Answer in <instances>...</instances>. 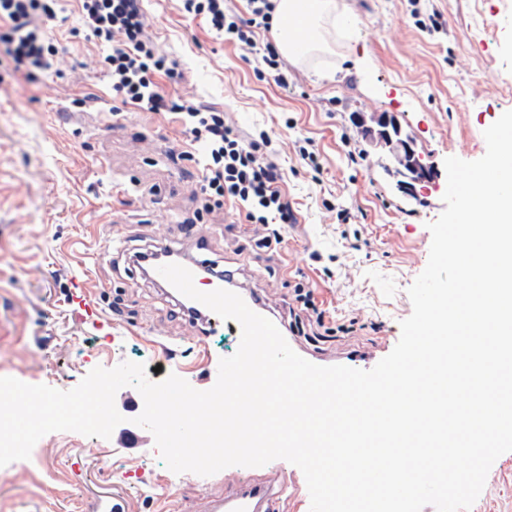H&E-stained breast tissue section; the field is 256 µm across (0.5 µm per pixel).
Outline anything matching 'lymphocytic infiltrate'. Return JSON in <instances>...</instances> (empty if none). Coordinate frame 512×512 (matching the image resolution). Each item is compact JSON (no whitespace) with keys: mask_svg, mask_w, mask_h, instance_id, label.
<instances>
[{"mask_svg":"<svg viewBox=\"0 0 512 512\" xmlns=\"http://www.w3.org/2000/svg\"><path fill=\"white\" fill-rule=\"evenodd\" d=\"M57 0H0V51L17 67L29 72H50L59 48L51 23ZM93 35L110 46L105 64L112 89L123 103L147 112L170 110L193 141L200 143L204 203L241 206L247 223L260 232L257 247L281 243V227L295 221L292 204L279 185L283 174L277 164L260 154L256 142H244L226 124L223 113L189 106L170 107L156 78L168 72L167 59L148 39L142 0H80ZM186 13L204 17L226 41L257 46L254 29L271 20L273 0H248L246 15L226 13L224 0H181ZM260 47V46H257ZM262 60L279 84L288 79L280 70L273 44L260 47Z\"/></svg>","mask_w":512,"mask_h":512,"instance_id":"1","label":"lymphocytic infiltrate"}]
</instances>
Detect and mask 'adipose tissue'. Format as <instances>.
Segmentation results:
<instances>
[{
  "label": "adipose tissue",
  "mask_w": 512,
  "mask_h": 512,
  "mask_svg": "<svg viewBox=\"0 0 512 512\" xmlns=\"http://www.w3.org/2000/svg\"><path fill=\"white\" fill-rule=\"evenodd\" d=\"M353 12L339 0H275L272 32L282 57L293 58L297 45L315 50L329 47L328 34L338 23L350 22Z\"/></svg>",
  "instance_id": "adipose-tissue-1"
}]
</instances>
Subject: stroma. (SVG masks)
Listing matches in <instances>:
<instances>
[{
	"mask_svg": "<svg viewBox=\"0 0 512 512\" xmlns=\"http://www.w3.org/2000/svg\"><path fill=\"white\" fill-rule=\"evenodd\" d=\"M348 2L355 19L332 52L282 61L283 87L254 48L224 41L180 0H143L149 36L181 72L160 78L166 99L223 113L242 135L268 134L297 217L268 249L256 247V228L235 205L202 210L200 145L173 115L122 104L102 64L108 47L88 35L79 0L60 2L56 78L15 70L0 55V377L68 391L95 367L130 361L154 382L173 373L212 387L237 336L198 338L126 260L161 242L193 251L200 234L211 259L239 268L243 287L282 320L295 284L313 289L333 333L298 345L329 358L395 347L447 182L404 196L386 152L354 117L396 115L438 165L481 158L484 130L512 110V0ZM435 10L446 28L431 35L416 16ZM305 145L316 165L301 159ZM83 282L97 289L110 332L85 323L75 302ZM35 453L37 462L0 467V512L22 502L29 512H83L99 492L123 496L128 512H188L244 472L174 473L150 436L134 451L52 432ZM470 512H512V452L495 461Z\"/></svg>",
	"mask_w": 512,
	"mask_h": 512,
	"instance_id": "obj_1",
	"label": "stroma"
}]
</instances>
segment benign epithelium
Segmentation results:
<instances>
[{
  "instance_id": "7a95c632",
  "label": "benign epithelium",
  "mask_w": 512,
  "mask_h": 512,
  "mask_svg": "<svg viewBox=\"0 0 512 512\" xmlns=\"http://www.w3.org/2000/svg\"><path fill=\"white\" fill-rule=\"evenodd\" d=\"M359 125L372 145L388 149L395 169L404 174V180L399 183L403 194L415 198L418 189L439 179L438 167L424 161L414 139L403 132L394 116L385 112L373 113L368 118L360 117Z\"/></svg>"
}]
</instances>
